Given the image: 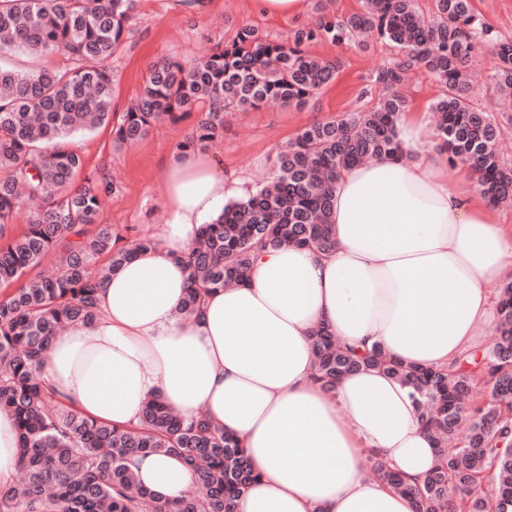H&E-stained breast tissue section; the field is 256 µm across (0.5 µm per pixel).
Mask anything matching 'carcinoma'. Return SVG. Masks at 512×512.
I'll use <instances>...</instances> for the list:
<instances>
[{
	"instance_id": "1",
	"label": "carcinoma",
	"mask_w": 512,
	"mask_h": 512,
	"mask_svg": "<svg viewBox=\"0 0 512 512\" xmlns=\"http://www.w3.org/2000/svg\"><path fill=\"white\" fill-rule=\"evenodd\" d=\"M138 0H0V412L18 428L24 478L0 487V512H235V501L259 479L236 436L205 414L190 418L163 401H149L137 423L117 426L92 419L48 392L39 364L52 338L96 317L97 292L109 271L153 243L139 236L117 245L112 227L72 245L55 268L20 281L25 270L80 226L98 224L106 183L73 185L83 159L70 147L84 131L112 124L121 145L143 140L162 119L195 108L205 117L186 148L214 140L224 113L267 100L304 107L336 80L338 62L313 55V42L342 45L367 30L398 49L370 75L382 88L377 105L303 127L276 156L273 176L247 199L224 206L182 257L189 293L182 312L199 311L205 297L247 279L256 253L301 246L328 253L332 192L341 172L398 151L393 127L406 105L409 71L424 67L441 86L436 149L449 166L465 168L497 205L512 206V163L501 153L512 104L499 112L474 105L468 69L484 46L496 52L497 91L512 97V41L498 38L477 18L471 0H434L424 14L417 0H363L349 15L327 12L298 26L285 40H270L242 26L232 43L202 59H161L150 66L139 105L116 116L106 62L137 17ZM63 52L70 70L22 71L4 63L15 53ZM40 201L26 231L5 234L20 202ZM106 257L97 271L89 264ZM20 282L16 288L10 287ZM314 379L331 391L344 376L377 369L412 389L420 419L437 445V462L411 483L381 461L373 473L406 495L412 512H512V280L498 288V337L447 367L421 369L398 362L382 348L356 350L327 330L311 336ZM489 398L477 396L478 389ZM145 453L182 457L196 490L177 500L140 487L129 467Z\"/></svg>"
}]
</instances>
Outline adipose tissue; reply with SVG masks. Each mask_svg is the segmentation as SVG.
I'll return each mask as SVG.
<instances>
[{
	"label": "adipose tissue",
	"instance_id": "1",
	"mask_svg": "<svg viewBox=\"0 0 512 512\" xmlns=\"http://www.w3.org/2000/svg\"><path fill=\"white\" fill-rule=\"evenodd\" d=\"M433 136L425 108L400 112L398 153L336 181L335 251L259 252L249 282L212 292L195 317L178 313L188 286L180 257L248 187L203 149L172 154L153 246L101 284L93 325L54 336L42 376L81 413L115 424L137 422L152 398L187 417L206 413L260 475L236 512H411L370 462L379 456L409 480L432 469L435 447L409 388L362 370L326 391L309 337L326 326L342 342L431 368L479 348L496 315L486 286L512 279V230L472 181H449ZM132 470L163 498L194 489L176 456H141Z\"/></svg>",
	"mask_w": 512,
	"mask_h": 512
}]
</instances>
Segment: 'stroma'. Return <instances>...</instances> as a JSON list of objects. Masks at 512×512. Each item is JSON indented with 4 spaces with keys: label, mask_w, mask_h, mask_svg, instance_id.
<instances>
[{
    "label": "stroma",
    "mask_w": 512,
    "mask_h": 512,
    "mask_svg": "<svg viewBox=\"0 0 512 512\" xmlns=\"http://www.w3.org/2000/svg\"><path fill=\"white\" fill-rule=\"evenodd\" d=\"M320 1L339 15L362 7V0H307L302 15L275 19L257 11L254 0H139L137 21L109 62L114 80V112L126 111L140 98L153 61L211 53L231 43L245 24L274 38L286 35L292 28L313 23ZM363 38L369 42V49H361L354 42L341 46L309 45L310 53L338 60L335 81L301 109L268 101L226 114L222 135L206 143V150L223 161L225 172L241 176L252 186L272 171L277 151L304 126L374 107L381 90L369 86L368 79L375 69L395 57L396 50L374 39L371 33H364ZM497 65L496 55L486 49L469 69L477 107L493 111L498 108L490 82ZM201 117L197 110L182 116L177 123L156 124L133 147L116 144L108 125L74 140L73 147L84 160L83 175L96 176L108 185L100 220L111 225L120 238L155 234L161 209L154 191L159 171Z\"/></svg>",
    "instance_id": "stroma-1"
}]
</instances>
